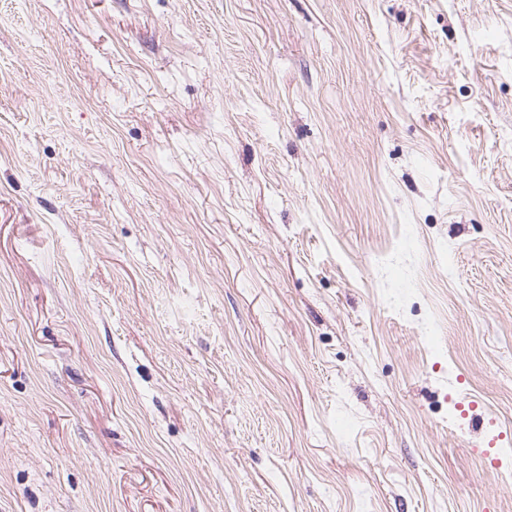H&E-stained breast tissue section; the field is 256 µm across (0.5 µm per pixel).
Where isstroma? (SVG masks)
Instances as JSON below:
<instances>
[{"mask_svg":"<svg viewBox=\"0 0 512 512\" xmlns=\"http://www.w3.org/2000/svg\"><path fill=\"white\" fill-rule=\"evenodd\" d=\"M0 512H512V0H0Z\"/></svg>","mask_w":512,"mask_h":512,"instance_id":"obj_1","label":"stroma"}]
</instances>
